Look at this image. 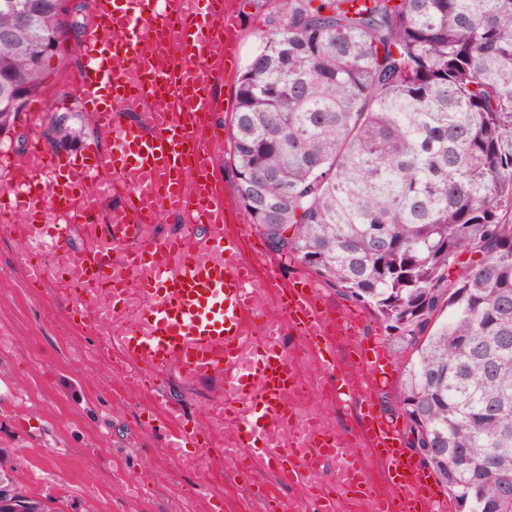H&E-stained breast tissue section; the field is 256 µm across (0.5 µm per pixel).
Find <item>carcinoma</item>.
<instances>
[{"label": "carcinoma", "instance_id": "carcinoma-1", "mask_svg": "<svg viewBox=\"0 0 512 512\" xmlns=\"http://www.w3.org/2000/svg\"><path fill=\"white\" fill-rule=\"evenodd\" d=\"M66 2L0 0V133L83 32ZM274 3L236 87L238 202L415 349L396 409L458 512H512V0ZM72 126L97 134L70 110L41 136Z\"/></svg>", "mask_w": 512, "mask_h": 512}]
</instances>
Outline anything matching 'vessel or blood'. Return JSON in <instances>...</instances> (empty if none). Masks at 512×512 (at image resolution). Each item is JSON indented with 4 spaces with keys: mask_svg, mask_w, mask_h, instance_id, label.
Wrapping results in <instances>:
<instances>
[{
    "mask_svg": "<svg viewBox=\"0 0 512 512\" xmlns=\"http://www.w3.org/2000/svg\"><path fill=\"white\" fill-rule=\"evenodd\" d=\"M239 44L231 0H92L75 90L109 145L76 161L33 140L26 154L36 165L0 157V222L18 239L49 241L58 263H29L28 281L53 283V295L72 309L75 331L96 335L98 355L123 381L147 386L172 369L191 380L223 376L221 417L236 432V462L275 463L296 485L333 470L352 500L374 501L375 512H447L429 473L406 456L397 422L374 410L371 395L391 376L388 347L365 348L360 314L335 312L305 269L282 282L277 260L249 258V228L231 221L211 173V142L198 128L210 120L214 89L233 71ZM216 47L224 52L218 70L209 61ZM127 112L137 121L123 123ZM114 194L125 203L101 210ZM166 216L182 219L183 231L144 233ZM91 224L97 243L73 248L72 228ZM117 255L126 266L119 277ZM265 293L279 312L259 336ZM339 330L357 356L356 370L337 368ZM291 332L323 369L328 393L359 404L355 430L295 431L288 396L298 371L284 342ZM158 409L168 447H201L173 405ZM370 454L383 464L386 486L369 476ZM293 509L336 512V501L314 490Z\"/></svg>",
    "mask_w": 512,
    "mask_h": 512,
    "instance_id": "1",
    "label": "vessel or blood"
}]
</instances>
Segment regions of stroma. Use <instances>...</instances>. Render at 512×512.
<instances>
[{
  "label": "stroma",
  "instance_id": "obj_1",
  "mask_svg": "<svg viewBox=\"0 0 512 512\" xmlns=\"http://www.w3.org/2000/svg\"><path fill=\"white\" fill-rule=\"evenodd\" d=\"M240 2L242 70L269 30L274 3ZM76 65L73 59L50 60L42 97L53 111L78 108L68 82ZM235 85L232 78L224 82L215 119V170L230 199ZM26 253L0 226V483L55 512H259L231 491L234 465L212 471L187 462L171 465L163 436L143 424L146 407L170 400L180 405L189 427L209 431L207 408L223 396V377L188 381L173 370L156 388L123 389L109 367L93 359V341L72 331L63 304L27 280ZM363 322L364 345L383 341L392 354V382L374 392L375 408L398 418L395 397L415 354L387 339L372 313H364ZM185 486L198 489L193 502L182 499Z\"/></svg>",
  "mask_w": 512,
  "mask_h": 512
}]
</instances>
